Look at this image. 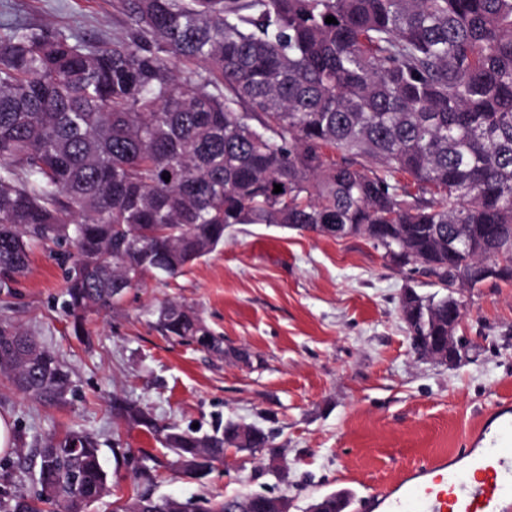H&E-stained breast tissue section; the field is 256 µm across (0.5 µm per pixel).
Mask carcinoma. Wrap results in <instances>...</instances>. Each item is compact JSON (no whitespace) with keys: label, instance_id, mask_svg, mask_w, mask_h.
I'll use <instances>...</instances> for the list:
<instances>
[{"label":"carcinoma","instance_id":"obj_1","mask_svg":"<svg viewBox=\"0 0 512 512\" xmlns=\"http://www.w3.org/2000/svg\"><path fill=\"white\" fill-rule=\"evenodd\" d=\"M123 4L110 42L0 27V289L27 273L34 247L55 252L70 263L61 310L77 330L146 274H181L237 224L403 253L438 286L401 307L410 336L441 335L458 289L512 282V0ZM460 224L480 232L450 254ZM151 315L165 338L224 352L191 307L167 301ZM0 376L45 405L75 395L66 362L8 323ZM112 412L187 472L267 443L232 423L201 434L135 404ZM36 458L37 489L8 512H85L110 493L84 430L47 438ZM270 500L181 502L146 488L116 512L247 501L265 512Z\"/></svg>","mask_w":512,"mask_h":512}]
</instances>
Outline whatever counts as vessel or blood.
Wrapping results in <instances>:
<instances>
[{
  "label": "vessel or blood",
  "mask_w": 512,
  "mask_h": 512,
  "mask_svg": "<svg viewBox=\"0 0 512 512\" xmlns=\"http://www.w3.org/2000/svg\"><path fill=\"white\" fill-rule=\"evenodd\" d=\"M479 447L466 449L465 463L447 456L423 460L393 485L368 493L377 512H512V415L497 417Z\"/></svg>",
  "instance_id": "obj_1"
}]
</instances>
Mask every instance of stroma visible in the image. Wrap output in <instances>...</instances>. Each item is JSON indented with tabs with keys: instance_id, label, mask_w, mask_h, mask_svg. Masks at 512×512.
Here are the masks:
<instances>
[{
	"instance_id": "obj_1",
	"label": "stroma",
	"mask_w": 512,
	"mask_h": 512,
	"mask_svg": "<svg viewBox=\"0 0 512 512\" xmlns=\"http://www.w3.org/2000/svg\"><path fill=\"white\" fill-rule=\"evenodd\" d=\"M120 0H11L12 22L104 39L121 32ZM64 268L35 250L30 269L0 291V319L22 326L73 371L76 394L45 407L0 377V415L16 455L0 457V497L36 489L19 464L39 441L73 427L96 436L112 490L89 512H112L150 471L156 491L220 501L281 496L307 512L344 491L353 504L418 461L463 447L496 403L512 405V283L461 289L467 340L453 364L417 358L400 311L406 288L434 292L422 270L400 267L361 237L333 239L274 224H239L174 278L147 276L116 309L74 331L60 309ZM192 307L224 339L223 355L166 340L149 309ZM136 404L180 429L215 422L256 428L266 447L228 449L205 478L185 475L168 448L113 418Z\"/></svg>"
}]
</instances>
